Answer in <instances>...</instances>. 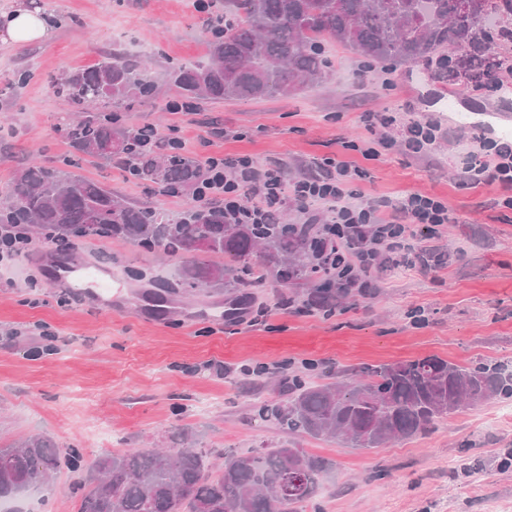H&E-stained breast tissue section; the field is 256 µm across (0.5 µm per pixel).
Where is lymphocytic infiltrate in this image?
Wrapping results in <instances>:
<instances>
[{
  "label": "lymphocytic infiltrate",
  "mask_w": 512,
  "mask_h": 512,
  "mask_svg": "<svg viewBox=\"0 0 512 512\" xmlns=\"http://www.w3.org/2000/svg\"><path fill=\"white\" fill-rule=\"evenodd\" d=\"M359 122L367 132L362 142L348 143V150L364 160L377 159L382 152L401 148L417 155L427 151L443 136L431 120H399L390 109L361 113ZM400 128L399 139L388 132ZM209 183L202 201H224L228 224H261L287 205H295L308 223H320L328 282L338 288L367 291L376 286L373 276L377 257L399 262L409 249L415 224L436 229L448 223V206L442 200L418 193L400 198L369 196L356 200L350 191L354 182L369 179L362 164L332 156L322 160L319 173L289 179L282 163H260L250 157L235 163L210 155L204 160ZM464 177L470 182L498 184L505 204L512 205V144L494 145L492 152L476 147Z\"/></svg>",
  "instance_id": "obj_1"
}]
</instances>
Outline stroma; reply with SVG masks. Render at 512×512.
Returning a JSON list of instances; mask_svg holds the SVG:
<instances>
[{"label": "stroma", "instance_id": "obj_1", "mask_svg": "<svg viewBox=\"0 0 512 512\" xmlns=\"http://www.w3.org/2000/svg\"><path fill=\"white\" fill-rule=\"evenodd\" d=\"M50 37L26 45L0 44V194L31 161L51 165L71 153L61 119L100 111L59 94L67 74L103 57L139 54L155 82L152 99L123 101V125H150L163 136L184 133L186 151L234 161L249 156L288 167L289 179L313 171L341 143L366 132L362 112L391 108L437 122L444 137L427 153L393 150L365 162L362 195L419 193L447 203L449 224L430 233L413 225L416 248L441 254L429 275L409 266L379 264L377 288L338 300L336 314L287 313L279 301L305 299L302 281L268 277L262 288H205L175 292L180 259L115 240L90 239L71 265L101 267L127 290L121 311H107L51 281L43 250L34 247L10 280L0 281V446L44 435L81 448L86 461L131 448L172 447V427L190 428L200 447L252 452L295 443L331 465L317 496L299 512H512V397L491 399L439 421L429 433L372 451L256 426L259 409L283 400L278 366L304 383L343 380L366 367L436 355L472 367H512V207L489 186L464 181L463 150L475 136L501 144L512 133L461 129L428 99L404 93L427 65L367 62L353 48L323 47L325 78L287 98L200 100L172 112L177 89L171 64L202 61L211 38L195 0H49ZM30 80L13 85L18 72ZM497 85L454 79L463 108L492 109L512 100V71ZM75 172L112 189L127 202L171 216L191 208V195H155L126 180L115 164L80 158ZM145 271L143 280L129 270ZM35 278L39 287H27ZM175 308L144 319L157 297ZM267 366L268 374H243ZM68 473L31 492L25 512H77Z\"/></svg>", "mask_w": 512, "mask_h": 512}]
</instances>
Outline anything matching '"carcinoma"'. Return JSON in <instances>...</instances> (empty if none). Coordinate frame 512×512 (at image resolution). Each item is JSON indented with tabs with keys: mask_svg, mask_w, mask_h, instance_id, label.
I'll use <instances>...</instances> for the list:
<instances>
[{
	"mask_svg": "<svg viewBox=\"0 0 512 512\" xmlns=\"http://www.w3.org/2000/svg\"><path fill=\"white\" fill-rule=\"evenodd\" d=\"M214 38L204 64L178 65L168 79L190 104L199 99L288 97L324 77L327 40L356 48L372 61L412 64L442 54L457 69L484 76L494 38H512V0H224L213 20ZM76 104L148 99L154 81L136 60L104 57L61 81ZM156 129L127 130L116 112H88L66 123L73 154L126 164L155 193L195 194L206 176L197 159L179 150L158 155L148 143ZM72 160L22 169L0 202L1 224H25L47 235L54 250L69 252L89 237L115 239L182 260L184 289L259 288L266 268L283 283H312L311 306L336 305L346 290L315 283L324 261L304 224H226L224 207L198 205L172 218L139 207L92 180L72 174ZM363 379L288 387V398L261 411L292 434L334 439L353 448H384L429 432L443 417L500 394L512 396V374L497 366L462 368L438 356L362 370ZM177 448H134L87 463L77 448H60L34 435L0 448V502L41 489L61 471L74 481L77 512H297L315 497L328 462L302 448H259L224 454L197 447L187 428Z\"/></svg>",
	"mask_w": 512,
	"mask_h": 512,
	"instance_id": "carcinoma-1",
	"label": "carcinoma"
}]
</instances>
